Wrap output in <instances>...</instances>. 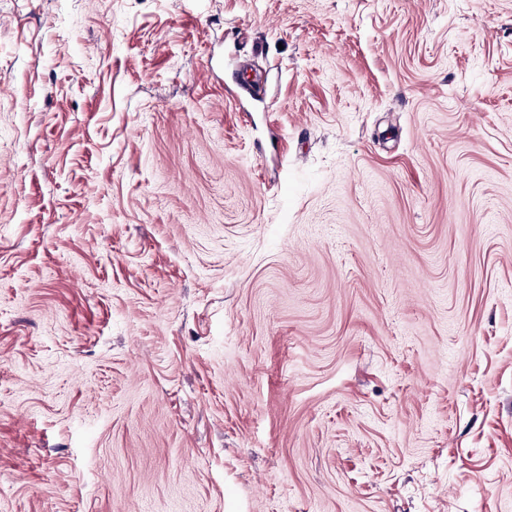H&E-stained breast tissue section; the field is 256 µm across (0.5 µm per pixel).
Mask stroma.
<instances>
[{"instance_id":"stroma-1","label":"stroma","mask_w":512,"mask_h":512,"mask_svg":"<svg viewBox=\"0 0 512 512\" xmlns=\"http://www.w3.org/2000/svg\"><path fill=\"white\" fill-rule=\"evenodd\" d=\"M0 512H512V0H0Z\"/></svg>"}]
</instances>
